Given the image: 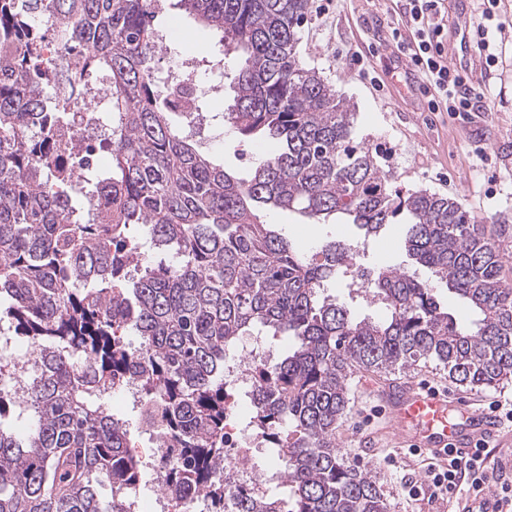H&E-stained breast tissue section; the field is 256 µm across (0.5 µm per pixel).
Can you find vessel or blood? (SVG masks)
<instances>
[{"instance_id": "1", "label": "vessel or blood", "mask_w": 512, "mask_h": 512, "mask_svg": "<svg viewBox=\"0 0 512 512\" xmlns=\"http://www.w3.org/2000/svg\"><path fill=\"white\" fill-rule=\"evenodd\" d=\"M448 26L456 38L450 50L451 61L469 76L480 71V62L472 47L471 18L460 11L448 18ZM391 426L399 443L443 458L447 455L464 457L472 454L475 443L495 435L496 425L490 415L447 396L415 389H406L390 404ZM451 512H496L494 497L482 494L477 498H459L450 502Z\"/></svg>"}]
</instances>
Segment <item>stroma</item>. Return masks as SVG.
Listing matches in <instances>:
<instances>
[{"label":"stroma","instance_id":"stroma-1","mask_svg":"<svg viewBox=\"0 0 512 512\" xmlns=\"http://www.w3.org/2000/svg\"><path fill=\"white\" fill-rule=\"evenodd\" d=\"M402 19L400 0H330L327 22L306 14L298 53L342 93L357 112L355 137L373 151L378 163L394 176L401 191L424 189L458 201L477 220H512V40L505 41L502 61L485 81L491 109L452 115L432 112L427 98L406 78L409 62H396L387 30ZM153 26L173 25L184 57L208 55L212 34L163 0ZM199 151L215 164L246 176L264 154L265 145L240 139L232 129L215 138L213 129L197 134ZM273 224L302 252L329 238L357 243V269L375 273L407 266L405 227L389 224L367 238L352 224H305L298 214L268 211ZM416 383L471 400L484 409L492 401L512 396V384L474 392L451 384L448 374L434 367L385 378L355 374L350 381V410L336 430V441L349 464L368 468L383 480L391 512H447L445 502H406L405 480L424 482L426 454L413 455L398 447L386 412L390 386Z\"/></svg>","mask_w":512,"mask_h":512}]
</instances>
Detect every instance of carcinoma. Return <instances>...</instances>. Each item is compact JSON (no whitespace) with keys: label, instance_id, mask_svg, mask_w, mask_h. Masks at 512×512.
I'll return each mask as SVG.
<instances>
[{"label":"carcinoma","instance_id":"obj_1","mask_svg":"<svg viewBox=\"0 0 512 512\" xmlns=\"http://www.w3.org/2000/svg\"><path fill=\"white\" fill-rule=\"evenodd\" d=\"M218 35L234 105L222 113L242 139L270 141L248 178L193 145L194 122L175 125L178 100L155 80L150 0H0V322L36 350L26 410L0 393V512H134L142 461L126 423L103 398L142 378L141 421L170 436L165 490L202 493L212 512H389L375 473L346 462L336 429L356 370L391 375L420 364L469 390L512 379V285L497 246L461 205L426 190H389L391 172L355 141L350 104L297 55L308 0H177ZM51 11L108 80L118 115L112 168L86 180L83 223L63 191L47 188L55 147L44 101L31 87L36 37L13 36ZM268 208L318 224L329 217L363 236L406 224L412 265L429 269L479 314L458 325L416 270L361 283L384 305L359 319L326 294L354 247L327 240L310 254L261 221ZM139 229L156 266L126 269ZM268 329L293 350L251 369L248 425L283 466L288 497L243 492L224 509V367L243 336ZM139 337L130 349L121 333ZM111 492L108 508L98 489Z\"/></svg>","mask_w":512,"mask_h":512}]
</instances>
